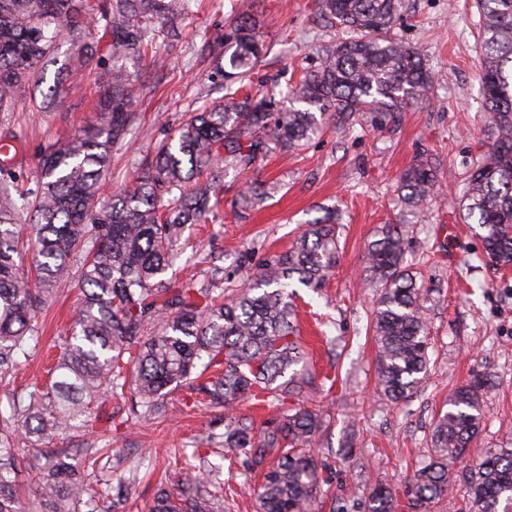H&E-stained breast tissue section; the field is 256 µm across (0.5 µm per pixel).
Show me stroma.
I'll list each match as a JSON object with an SVG mask.
<instances>
[{"label": "stroma", "instance_id": "35a3bbf8", "mask_svg": "<svg viewBox=\"0 0 512 512\" xmlns=\"http://www.w3.org/2000/svg\"><path fill=\"white\" fill-rule=\"evenodd\" d=\"M253 12L270 47L260 74L275 80L277 107L288 108L290 86L314 69L341 33L320 24L315 0H253ZM230 20V0H202L178 40L156 43L167 66L143 70L136 105L142 121L113 150L105 194L128 187L148 147L168 138L187 113L222 100V87L208 79L210 49ZM479 21L474 0H404L395 30L420 50L434 74L429 99L381 123L360 113L353 124L328 127L300 151L271 155L248 172L223 170L221 212L190 228L191 247L175 262L172 287L205 281L228 296L267 257L288 250L321 208L337 210L336 267L321 294L301 288L295 298L300 343L315 375L302 400L330 424L319 458L332 495L321 512H333L338 503L364 512L378 482L405 491L431 452L434 421L448 395L474 374L487 375L492 385L483 397L484 423L471 457L483 448H512V269H490L481 257L479 228L464 220L459 207L462 178L491 142ZM75 46L69 39L59 42L55 65L30 86L16 111L0 112V131L13 132L25 146L15 169L20 183L32 184L45 148L78 133L94 116L96 74L76 81L64 69ZM421 156L435 171L437 191L413 214L401 200L399 177ZM251 184L261 187L263 200L244 210L239 195ZM384 224L400 225L408 242L431 342L425 382L398 404L377 388L371 325L377 291L365 281V248ZM80 297L76 283L57 286L35 322L37 351L9 387H0V410L8 407V388L46 382ZM164 402V418L136 423L123 402L108 405L118 423L100 442L111 451L107 465L117 512H153L158 486L175 488L180 477L176 457L224 430V412L198 403L188 386L169 391ZM224 455L216 449L205 465L213 481L229 488L224 512H257L260 474ZM132 478L137 498L127 508L123 500Z\"/></svg>", "mask_w": 512, "mask_h": 512}]
</instances>
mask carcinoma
<instances>
[{"mask_svg": "<svg viewBox=\"0 0 512 512\" xmlns=\"http://www.w3.org/2000/svg\"><path fill=\"white\" fill-rule=\"evenodd\" d=\"M193 0H0V112H12L54 51L61 33L78 41L69 63L77 76L104 72L94 122L81 135L56 139L41 156L34 186L0 188V386L39 346L36 313L60 282L78 275L82 302L51 378L11 392L0 411V512H23L15 479L30 468L15 451L21 440L62 439L89 422L103 397L128 403L132 420L164 412L166 390L187 380L191 394L228 410L242 397L262 406L272 398L279 418L255 432L253 422L228 417L219 443L263 475L257 512H313L324 480L315 449L328 428L299 398L314 377L303 360L292 281L317 293L336 266L335 214L307 225L295 245L267 258L246 286L217 304L211 284L172 288L165 275L181 236L204 224L223 201L224 164L251 169L271 153L290 152L333 123L358 112L388 115L428 96L432 75L420 52L393 33L402 0H318L317 18L349 38L326 51L296 88L303 108L275 109L263 81L238 95L236 83L258 74L268 47L256 35L249 0H236L233 21L214 49V75L224 104L195 112L177 137L156 144L131 187L95 209L112 150L140 123L134 111L138 75L159 38L176 34ZM483 47L481 85L490 114L491 148L465 178L460 207L482 230L494 270L512 268V0H476ZM318 112H313L312 108ZM402 199L420 209L434 193L428 159L400 176ZM36 224L34 275L20 270L21 218ZM370 282L380 288L372 310L376 373L393 402L411 398L427 376L429 339L423 296L407 264L400 228L385 224L366 249ZM489 379L475 375L457 387L432 431L434 452L407 486L413 512H431L448 496L458 468L469 490L468 512H512V448H485L467 460L483 426ZM79 456L82 467L72 463ZM103 449L45 451L34 479L38 512H82L109 496L98 474ZM184 479L162 489L156 512H220L224 488L186 457ZM396 492L376 484L366 512H398Z\"/></svg>", "mask_w": 512, "mask_h": 512, "instance_id": "cac0c4a2", "label": "carcinoma"}]
</instances>
